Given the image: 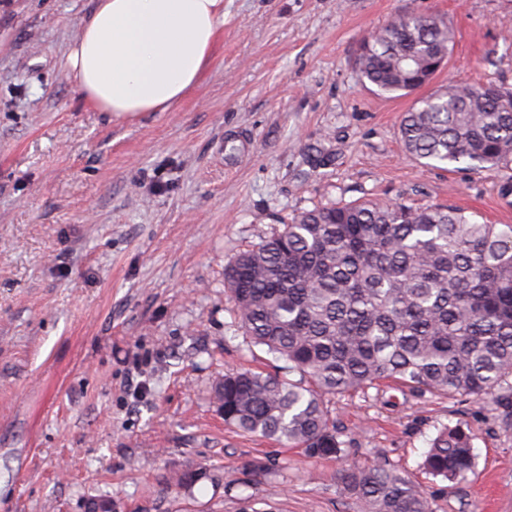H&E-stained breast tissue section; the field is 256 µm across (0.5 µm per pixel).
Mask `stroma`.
Wrapping results in <instances>:
<instances>
[{
    "instance_id": "1",
    "label": "stroma",
    "mask_w": 512,
    "mask_h": 512,
    "mask_svg": "<svg viewBox=\"0 0 512 512\" xmlns=\"http://www.w3.org/2000/svg\"><path fill=\"white\" fill-rule=\"evenodd\" d=\"M93 0H0V512H365L336 458L224 423L215 382L270 369L232 327L224 265L316 205L401 201L512 224L505 173L423 166L399 125L429 88L372 92L355 58L393 16L454 28L435 78L512 89V0H224V36L171 112L112 117L66 55ZM349 460L409 475L433 512H512V419L381 386L332 398ZM466 424L465 481L423 468ZM266 464L264 475L251 461ZM206 467L184 490L175 473Z\"/></svg>"
}]
</instances>
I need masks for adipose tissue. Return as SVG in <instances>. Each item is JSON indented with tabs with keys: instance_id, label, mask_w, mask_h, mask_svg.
<instances>
[{
	"instance_id": "obj_1",
	"label": "adipose tissue",
	"mask_w": 512,
	"mask_h": 512,
	"mask_svg": "<svg viewBox=\"0 0 512 512\" xmlns=\"http://www.w3.org/2000/svg\"><path fill=\"white\" fill-rule=\"evenodd\" d=\"M224 34V0H96L66 55L82 95L116 117L174 110Z\"/></svg>"
}]
</instances>
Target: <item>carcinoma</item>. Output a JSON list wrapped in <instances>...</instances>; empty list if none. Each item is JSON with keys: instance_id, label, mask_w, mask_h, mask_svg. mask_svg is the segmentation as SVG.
<instances>
[{"instance_id": "obj_1", "label": "carcinoma", "mask_w": 512, "mask_h": 512, "mask_svg": "<svg viewBox=\"0 0 512 512\" xmlns=\"http://www.w3.org/2000/svg\"><path fill=\"white\" fill-rule=\"evenodd\" d=\"M453 44L443 17L403 14L361 43L355 65L376 94L408 95L435 79ZM400 135L426 166L512 170V90L442 86L403 114ZM224 288L250 345L284 362L216 382L224 423L343 460L341 487L367 512L432 509L425 490L387 464L345 460L326 397L385 380L479 400L501 389L496 404L512 413V224L403 202L316 206L228 261ZM424 467L450 483L473 469L463 424L439 431ZM204 477L188 469L174 484L190 489Z\"/></svg>"}]
</instances>
